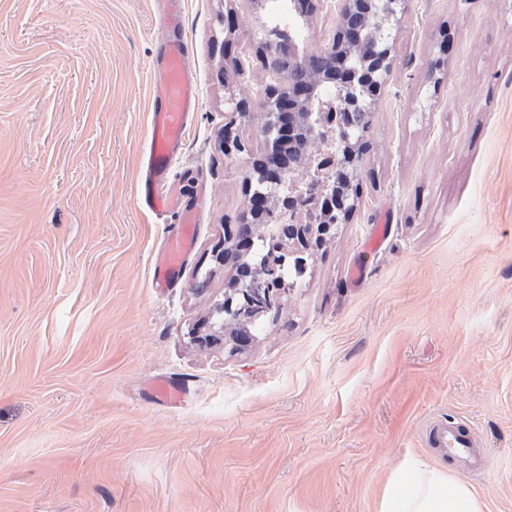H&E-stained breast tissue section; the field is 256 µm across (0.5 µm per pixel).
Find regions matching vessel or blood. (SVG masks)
Wrapping results in <instances>:
<instances>
[{
  "mask_svg": "<svg viewBox=\"0 0 512 512\" xmlns=\"http://www.w3.org/2000/svg\"><path fill=\"white\" fill-rule=\"evenodd\" d=\"M153 21L166 40L159 58L150 64V127L141 156L134 200L139 209L172 214L178 227L169 234L153 262L152 286L157 293L171 288L182 261L194 244L192 212L183 209L170 178V166L184 146L190 118L198 108L199 90L188 63L189 44L182 34L185 0H154ZM432 447L445 449L465 467H474L473 434L451 422L434 424L428 434Z\"/></svg>",
  "mask_w": 512,
  "mask_h": 512,
  "instance_id": "obj_1",
  "label": "vessel or blood"
}]
</instances>
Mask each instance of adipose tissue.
<instances>
[{
  "label": "adipose tissue",
  "instance_id": "adipose-tissue-1",
  "mask_svg": "<svg viewBox=\"0 0 512 512\" xmlns=\"http://www.w3.org/2000/svg\"><path fill=\"white\" fill-rule=\"evenodd\" d=\"M377 512H487V506L448 467L410 456L391 471Z\"/></svg>",
  "mask_w": 512,
  "mask_h": 512
}]
</instances>
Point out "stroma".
<instances>
[{"instance_id":"obj_1","label":"stroma","mask_w":512,"mask_h":512,"mask_svg":"<svg viewBox=\"0 0 512 512\" xmlns=\"http://www.w3.org/2000/svg\"><path fill=\"white\" fill-rule=\"evenodd\" d=\"M268 12L185 0L200 101L171 179L200 212L159 295L173 219L133 198L164 40L151 0H0V512H377L405 456L448 463L434 421L471 426L480 464L458 475L512 512V0H408L357 211L247 345L230 325L201 346L248 202L224 131L260 145L277 79ZM335 28L330 9L304 19L296 51ZM159 377L188 403L157 400ZM286 35L287 32L279 28L266 29L258 41L257 52L265 61L266 66L272 70L277 65L278 49L283 44Z\"/></svg>"}]
</instances>
